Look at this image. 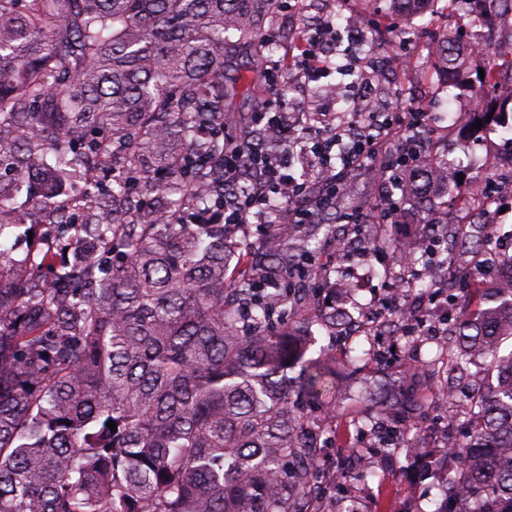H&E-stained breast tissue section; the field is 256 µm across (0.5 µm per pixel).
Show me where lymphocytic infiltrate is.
<instances>
[{"mask_svg": "<svg viewBox=\"0 0 512 512\" xmlns=\"http://www.w3.org/2000/svg\"><path fill=\"white\" fill-rule=\"evenodd\" d=\"M330 65V59L315 51L308 34L302 33L289 46L287 56L279 61L262 60L260 70L271 81L291 70L309 83ZM256 124L245 139H225L224 171L219 176L224 194L213 206L191 213L190 223L265 224L273 234L278 233L281 220L302 223L308 215L303 208L307 186L292 170L295 154L305 155L315 167L318 181L332 187L337 167L350 168L372 158L386 130L380 121L340 125L335 113L328 112L324 115V134L308 143L298 132L287 105L276 100L261 102Z\"/></svg>", "mask_w": 512, "mask_h": 512, "instance_id": "1", "label": "lymphocytic infiltrate"}]
</instances>
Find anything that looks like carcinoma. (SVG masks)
Instances as JSON below:
<instances>
[{
	"instance_id": "obj_1",
	"label": "carcinoma",
	"mask_w": 512,
	"mask_h": 512,
	"mask_svg": "<svg viewBox=\"0 0 512 512\" xmlns=\"http://www.w3.org/2000/svg\"><path fill=\"white\" fill-rule=\"evenodd\" d=\"M274 2L0 0V232L35 184L36 223L81 243L0 262V512H320L336 357L307 328L342 315L289 283L332 269L290 264L289 231L243 247L179 219L212 196L224 67ZM503 79L487 51L480 89ZM476 118L512 131V99ZM454 333L441 392L466 364L495 382L448 404L470 439L426 458L454 462L436 512H512V288L475 286ZM383 418L395 454L410 429Z\"/></svg>"
}]
</instances>
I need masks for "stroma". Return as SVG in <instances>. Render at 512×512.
<instances>
[{
	"mask_svg": "<svg viewBox=\"0 0 512 512\" xmlns=\"http://www.w3.org/2000/svg\"><path fill=\"white\" fill-rule=\"evenodd\" d=\"M353 15L373 28L377 44L364 51L357 42H347L345 55L336 56L330 72L316 83L303 85L289 73L271 86L259 68L246 59L230 62L225 68L226 80L245 78L251 89L232 100L233 119L227 133L235 137L250 127L259 103L274 97L284 99L292 108L309 103V112L300 115L299 121L311 133H318L320 125L314 122V113L349 112L346 98L336 96L335 91L354 86L363 69L360 55L364 52L378 58L387 70L386 79L372 87L383 116L411 112L419 106L431 112L430 125L411 133L401 129L378 141L372 166L342 170L338 179L341 190L329 210L327 229H319L321 214L316 211L299 225L298 235L315 237L320 246V262L332 266L330 279L322 285L321 298L345 318L336 329L315 328L314 343L309 350L313 357L326 351L337 358L336 384L327 400L341 434L325 436L323 454L329 460L348 465L353 460L352 449L369 451L367 464L357 470L355 478L340 482L331 470L322 475L320 501L325 506L324 512H336L340 503L350 506L353 512H435L440 501L437 486L441 469L423 466L419 455L421 449L443 447L448 437L445 421L448 407L437 388L429 386L423 378L411 383L408 421L418 426L422 448L405 447L394 457L373 453V446L379 445L382 439L381 432H361L355 424L362 411L374 413L399 401V392L392 389L391 383L400 365L410 360H430L436 346L409 341L390 325L373 336L356 335L347 320L354 313L352 301L385 305L388 288L398 282L401 265L395 255L381 249V242L406 238L415 230L421 236L431 237L436 233V224L457 223L458 200L464 185L493 179L491 161L512 142V133L493 124L469 139L454 125V113L470 112L478 106V76L483 60L467 50L476 39V31L471 28L466 13L457 7L449 8L448 0H436L433 13L425 17L441 41L461 51L457 63L445 73L436 68V59L425 42L403 39L394 30V23L404 22L405 16L389 5L379 14L366 0H299L295 8L279 9L275 22L263 21L257 28L271 30L272 39L265 49L268 56L276 58L284 55L297 32L310 29L318 18L331 19L341 27ZM411 134L422 144L421 155L447 156L448 167L434 180L426 196L404 199L406 212L401 224L377 223L386 198L396 191L385 167ZM360 214L368 216V223H354V216ZM455 251L468 266L466 277L457 279L450 288L433 286L426 279L415 290L424 304L426 323L450 325L457 304L471 292L474 284L490 286L499 275L492 261H477L466 241L457 242ZM365 381L386 384L388 390L374 395L367 403L355 402L353 396Z\"/></svg>",
	"mask_w": 512,
	"mask_h": 512,
	"instance_id": "35a3bbf8",
	"label": "stroma"
}]
</instances>
